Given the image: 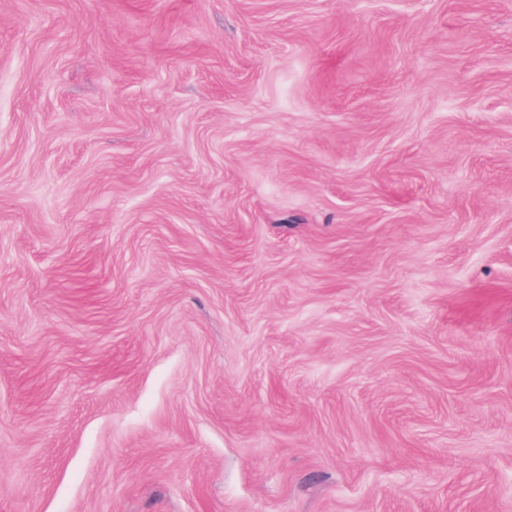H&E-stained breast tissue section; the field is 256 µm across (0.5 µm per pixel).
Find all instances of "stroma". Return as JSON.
<instances>
[{"label":"stroma","instance_id":"1","mask_svg":"<svg viewBox=\"0 0 512 512\" xmlns=\"http://www.w3.org/2000/svg\"><path fill=\"white\" fill-rule=\"evenodd\" d=\"M0 512H512V0H0Z\"/></svg>","mask_w":512,"mask_h":512}]
</instances>
